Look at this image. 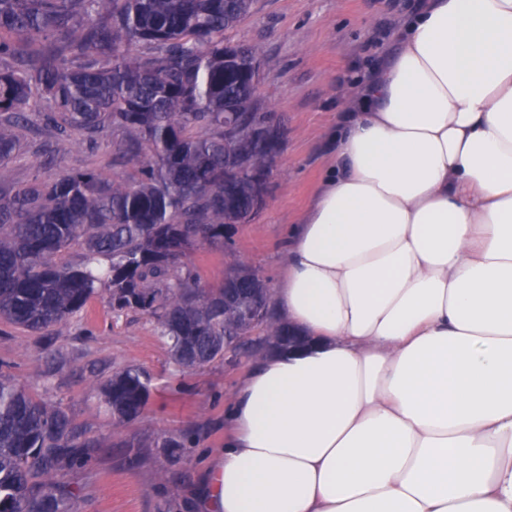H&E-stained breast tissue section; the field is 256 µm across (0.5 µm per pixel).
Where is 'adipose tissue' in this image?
I'll return each instance as SVG.
<instances>
[{"instance_id":"adipose-tissue-1","label":"adipose tissue","mask_w":512,"mask_h":512,"mask_svg":"<svg viewBox=\"0 0 512 512\" xmlns=\"http://www.w3.org/2000/svg\"><path fill=\"white\" fill-rule=\"evenodd\" d=\"M360 106L203 512H512V0H428Z\"/></svg>"}]
</instances>
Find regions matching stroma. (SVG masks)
<instances>
[{"label": "stroma", "instance_id": "35a3bbf8", "mask_svg": "<svg viewBox=\"0 0 512 512\" xmlns=\"http://www.w3.org/2000/svg\"><path fill=\"white\" fill-rule=\"evenodd\" d=\"M422 0H257L235 42L263 51L259 100L274 113L283 148L263 207L231 230L230 249L276 285L287 266L283 241L300 223L330 165L336 114L397 48V33ZM65 367L44 380L50 354ZM260 352L250 346L195 369L179 370L145 314H114L94 296L66 327L45 333L0 324V375L37 399L61 406L92 441L86 462L60 471L77 512H192L216 451L224 412ZM136 366L151 379L143 415L114 427L96 382ZM177 438L166 453L162 443Z\"/></svg>", "mask_w": 512, "mask_h": 512}]
</instances>
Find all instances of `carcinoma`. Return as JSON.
I'll use <instances>...</instances> for the list:
<instances>
[{"instance_id":"cac0c4a2","label":"carcinoma","mask_w":512,"mask_h":512,"mask_svg":"<svg viewBox=\"0 0 512 512\" xmlns=\"http://www.w3.org/2000/svg\"><path fill=\"white\" fill-rule=\"evenodd\" d=\"M254 0H0V323L41 333L67 324L95 295L112 311L155 320L173 361L202 367L251 336L288 348L294 332L263 307L243 317L258 287L251 268L228 272L239 294L205 289L188 260L198 243L262 206L257 180L281 152L273 115L256 100L260 49L230 37ZM37 114L54 137L88 146L119 135L113 163L51 181L10 169ZM81 242L84 257L60 255ZM112 421L145 411L146 374L126 367L98 386ZM59 406L0 378V512H74L57 475L78 448Z\"/></svg>"}]
</instances>
